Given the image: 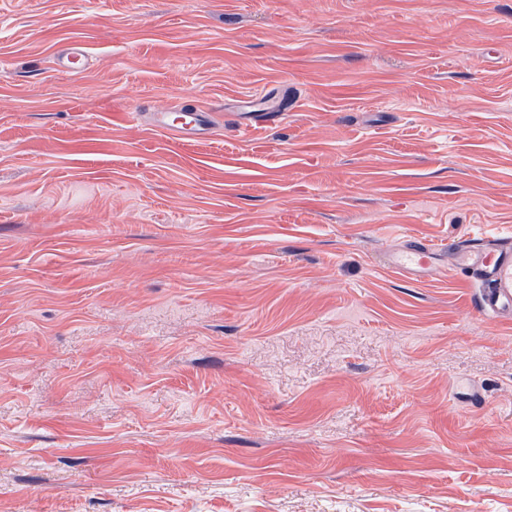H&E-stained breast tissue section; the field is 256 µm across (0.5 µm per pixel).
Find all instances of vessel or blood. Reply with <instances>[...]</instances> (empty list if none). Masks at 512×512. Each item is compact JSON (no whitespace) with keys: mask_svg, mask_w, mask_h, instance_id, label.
Listing matches in <instances>:
<instances>
[{"mask_svg":"<svg viewBox=\"0 0 512 512\" xmlns=\"http://www.w3.org/2000/svg\"><path fill=\"white\" fill-rule=\"evenodd\" d=\"M86 60L84 48L78 42L66 45L57 57L58 65L73 74L85 69ZM211 125L212 115L204 110L185 112L175 118L165 112L150 116L152 129L172 131L186 140L208 136ZM450 254L454 271L478 282L476 306L484 316L496 318L512 312V240L478 233L451 245ZM440 257L439 248L412 240L390 254L389 264L402 274L427 276L438 270Z\"/></svg>","mask_w":512,"mask_h":512,"instance_id":"vessel-or-blood-1","label":"vessel or blood"}]
</instances>
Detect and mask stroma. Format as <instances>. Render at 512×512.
Listing matches in <instances>:
<instances>
[{"label": "stroma", "mask_w": 512, "mask_h": 512, "mask_svg": "<svg viewBox=\"0 0 512 512\" xmlns=\"http://www.w3.org/2000/svg\"><path fill=\"white\" fill-rule=\"evenodd\" d=\"M476 231L512 0H0V512H512V314L384 260ZM86 53L79 42H72L66 45L59 52L57 63L60 67L66 68L72 74H80L86 67ZM212 125L211 113L204 110L183 112L171 119L167 112H153L150 116L151 129L173 131L181 139L196 140L209 135Z\"/></svg>", "instance_id": "stroma-1"}]
</instances>
